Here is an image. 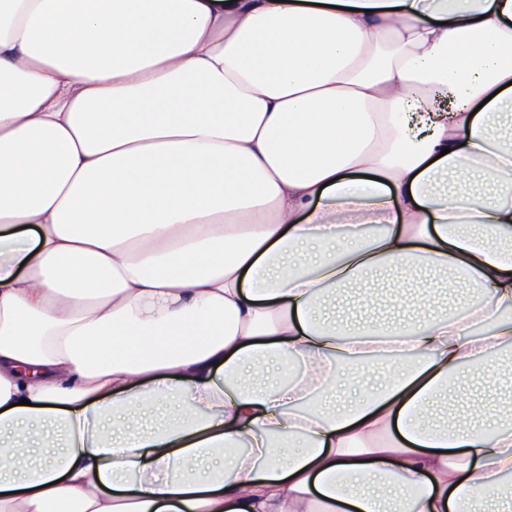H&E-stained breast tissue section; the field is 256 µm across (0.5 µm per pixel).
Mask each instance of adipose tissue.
Listing matches in <instances>:
<instances>
[{
  "instance_id": "adipose-tissue-1",
  "label": "adipose tissue",
  "mask_w": 512,
  "mask_h": 512,
  "mask_svg": "<svg viewBox=\"0 0 512 512\" xmlns=\"http://www.w3.org/2000/svg\"><path fill=\"white\" fill-rule=\"evenodd\" d=\"M502 347L512 0H0V512H487L512 422L429 417ZM335 306V308H334ZM330 310L335 312L337 320H354L361 318L376 319L390 318L395 316L396 308L387 307H370L364 308L355 299L336 296V302H331Z\"/></svg>"
}]
</instances>
